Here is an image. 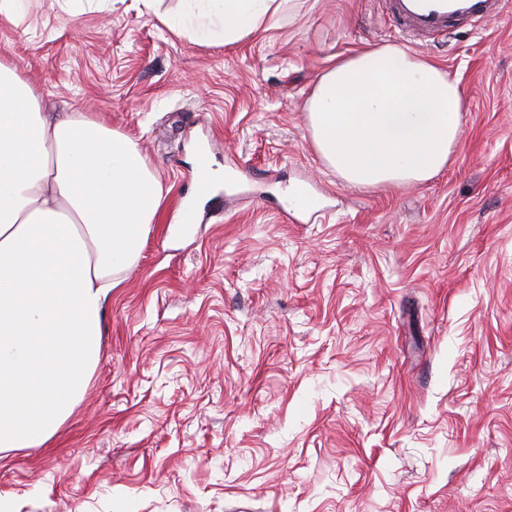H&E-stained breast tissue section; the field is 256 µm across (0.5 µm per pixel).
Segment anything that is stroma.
Wrapping results in <instances>:
<instances>
[{
  "label": "stroma",
  "instance_id": "35a3bbf8",
  "mask_svg": "<svg viewBox=\"0 0 512 512\" xmlns=\"http://www.w3.org/2000/svg\"><path fill=\"white\" fill-rule=\"evenodd\" d=\"M399 44L467 103L431 180L357 189L303 105L330 56ZM91 112L165 189L56 433L0 450V512H512V0L410 41L382 0H293L200 45L141 0H22L0 57ZM231 182L195 197L198 151ZM321 206L289 218L280 192ZM195 198L196 223L173 225Z\"/></svg>",
  "mask_w": 512,
  "mask_h": 512
}]
</instances>
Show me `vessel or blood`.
Here are the masks:
<instances>
[{
    "mask_svg": "<svg viewBox=\"0 0 512 512\" xmlns=\"http://www.w3.org/2000/svg\"><path fill=\"white\" fill-rule=\"evenodd\" d=\"M387 5L398 28L421 39L447 33L456 23H487L501 13L503 0H387Z\"/></svg>",
    "mask_w": 512,
    "mask_h": 512,
    "instance_id": "1",
    "label": "vessel or blood"
}]
</instances>
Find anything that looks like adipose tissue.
I'll use <instances>...</instances> for the list:
<instances>
[{"label": "adipose tissue", "instance_id": "obj_1", "mask_svg": "<svg viewBox=\"0 0 512 512\" xmlns=\"http://www.w3.org/2000/svg\"><path fill=\"white\" fill-rule=\"evenodd\" d=\"M196 44L266 32L292 0H142ZM0 61V448L51 438L97 361L108 295L163 212L138 145L94 115L49 119ZM466 102L431 58L368 44L332 56L305 104L321 162L356 188L425 182L459 146Z\"/></svg>", "mask_w": 512, "mask_h": 512}]
</instances>
